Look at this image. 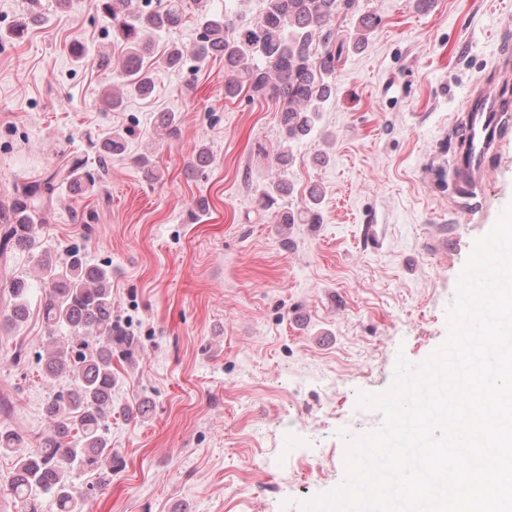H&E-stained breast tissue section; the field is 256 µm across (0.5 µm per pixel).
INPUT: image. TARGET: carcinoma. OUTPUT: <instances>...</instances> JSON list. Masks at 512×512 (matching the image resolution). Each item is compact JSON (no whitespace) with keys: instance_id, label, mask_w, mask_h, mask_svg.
<instances>
[{"instance_id":"1","label":"carcinoma","mask_w":512,"mask_h":512,"mask_svg":"<svg viewBox=\"0 0 512 512\" xmlns=\"http://www.w3.org/2000/svg\"><path fill=\"white\" fill-rule=\"evenodd\" d=\"M200 25L197 43L187 51L170 46L161 58L169 70L184 66L186 57L199 61L224 59V97L234 99L243 89L277 104L284 141L296 143L315 129L323 104L336 96L332 81L335 65L350 51L361 49L377 25V19L360 12L350 40L337 38L336 16L340 0H263L259 17L240 24L228 16H212L203 0H193ZM99 8L111 20L112 41L123 48L121 88L105 95V103L117 109L127 94L143 99L155 89L152 71L143 65L150 54V35L182 25L185 0H158L151 8L141 0H99ZM158 127L171 138L180 133L173 112H160ZM127 131L102 142L108 156L125 149ZM292 154L281 151L275 158L277 180L260 194L262 208L277 205V198L291 191L288 164ZM61 184L74 194L93 186L84 164L74 161L38 182L15 188L8 206L0 205V265L17 252L37 245L39 226L46 223L52 198ZM322 194L313 187L301 210H277L278 224H316ZM39 279L48 293L41 304V319L48 336L38 355L42 374L51 380L65 378L68 388L45 403L43 414L48 433L35 448L20 449L23 436L13 427H0V456H14V463L0 491L15 512H41L40 495L50 496L56 512H84L88 491L76 485V470L97 476V486L112 475V441L107 436L112 418L113 346L133 345L127 329L112 318V269L91 265L73 248L64 261L48 251L37 261ZM11 305L6 321L12 327L24 324L30 315V282L10 275L5 282ZM66 327L70 336L60 342L55 333Z\"/></svg>"}]
</instances>
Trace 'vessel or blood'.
Masks as SVG:
<instances>
[{
  "mask_svg": "<svg viewBox=\"0 0 512 512\" xmlns=\"http://www.w3.org/2000/svg\"><path fill=\"white\" fill-rule=\"evenodd\" d=\"M509 111L512 106L488 92L475 96L468 106L460 135L462 151L452 170V178L466 198L464 211H471L476 189L486 180L502 146L512 139V124L505 117Z\"/></svg>",
  "mask_w": 512,
  "mask_h": 512,
  "instance_id": "vessel-or-blood-1",
  "label": "vessel or blood"
}]
</instances>
